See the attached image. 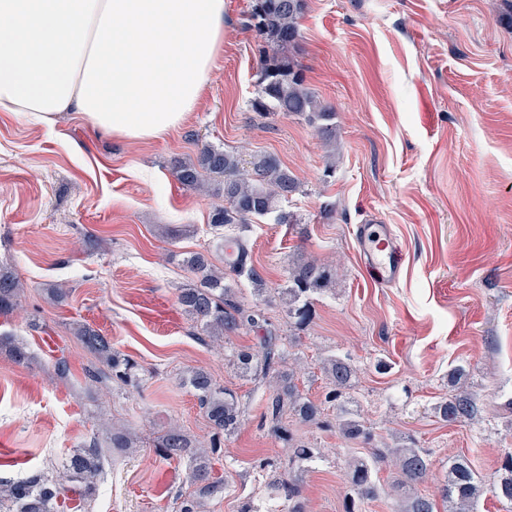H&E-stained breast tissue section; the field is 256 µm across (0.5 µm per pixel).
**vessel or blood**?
<instances>
[{
	"label": "vessel or blood",
	"instance_id": "b4317fda",
	"mask_svg": "<svg viewBox=\"0 0 512 512\" xmlns=\"http://www.w3.org/2000/svg\"><path fill=\"white\" fill-rule=\"evenodd\" d=\"M357 247L363 265L376 285L387 286L399 279L404 259L387 225L360 226Z\"/></svg>",
	"mask_w": 512,
	"mask_h": 512
}]
</instances>
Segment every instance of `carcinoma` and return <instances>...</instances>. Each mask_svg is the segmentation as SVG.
Returning <instances> with one entry per match:
<instances>
[{
    "label": "carcinoma",
    "instance_id": "1",
    "mask_svg": "<svg viewBox=\"0 0 512 512\" xmlns=\"http://www.w3.org/2000/svg\"><path fill=\"white\" fill-rule=\"evenodd\" d=\"M306 8L307 0H249L245 29L251 33L257 49V79L250 108L261 115L282 114L302 120L315 128L324 144L330 145L337 138L335 107L305 84L297 59ZM171 172L186 187L224 197V206L215 209L210 217L214 230L242 228L256 218H268L276 224L301 223L285 209L284 203L301 191L302 183L273 154H254L246 162L235 151L205 143L198 148L196 159H173ZM223 241L234 245V252L226 259L229 273H224L203 253L190 254L184 258V264L191 281L178 289L177 302L198 334L212 341H221L243 329L263 332L258 349L236 352L233 365L240 376L263 381L270 388L262 419L287 448L288 472L272 475L268 488L274 497L283 500L286 512H306L304 479L322 462L323 455L319 449L295 439L290 419L299 424L321 425L324 409L299 393L293 370L279 367L281 336L268 316L273 299L267 295L262 274L247 263L246 241L240 235H226ZM336 275V268L330 265L303 255L296 257L288 265V285L284 289L288 323L297 328L308 323L313 317L311 296L330 289ZM241 277L250 282L260 298L251 307L237 300L236 279ZM20 288L15 272L0 267V314L16 308ZM75 336L98 362L90 372L92 379L100 383L131 381L135 366L112 346L111 338L87 324L77 325ZM1 350L18 365L30 361L28 348L8 337H0ZM322 369L333 384L325 401L338 403L337 430L349 442L370 443L373 427L359 410L347 407V394L355 387L358 369L350 358L337 353L323 358ZM186 383L197 396L214 434L227 436L240 428L245 409L235 391L218 385L204 369L191 371ZM433 412L449 423L471 421L484 412V401L475 391L460 390L436 404ZM155 448L164 460L188 462L190 485L180 497L179 512H200L206 500L224 493L225 482L214 476L208 451L197 446L180 428L173 426L160 434ZM386 463L398 471L393 485L394 512H437L435 500L415 492V486L428 476L432 460L411 439L393 448H374L366 456L346 460L349 485L344 512H363L365 505L379 496L377 473ZM67 470L82 483L84 496H93L100 470L98 448L90 445L74 452ZM487 491L504 506L512 505V454L505 456L489 477L474 469L464 456L448 460L440 498L452 512H476ZM59 494L57 480L44 472L16 481L0 480V512H56Z\"/></svg>",
    "mask_w": 512,
    "mask_h": 512
}]
</instances>
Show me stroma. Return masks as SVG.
<instances>
[{
    "label": "stroma",
    "mask_w": 512,
    "mask_h": 512,
    "mask_svg": "<svg viewBox=\"0 0 512 512\" xmlns=\"http://www.w3.org/2000/svg\"><path fill=\"white\" fill-rule=\"evenodd\" d=\"M248 0H224V48L195 109L165 139L131 142L94 130L76 114L56 126L0 112V264L23 290L0 316V334L26 343L32 360L0 352V478L57 475L59 512H177L187 464L155 453L154 439L178 425L209 446L212 430L183 377L204 368L232 388L248 420L221 437L212 457L225 478L206 512H237L264 494V464L281 442L261 422L268 387L241 378L232 357L257 344L241 330L202 343L177 307L191 252L221 253L210 216L220 197L179 184L172 158L196 153L197 139L244 155H276L304 184L287 208L297 224L251 221L240 234L270 293L286 287L295 246L335 266L334 293L316 297L302 329L275 325L296 383L314 400L327 381L323 357L337 352L359 369L354 395L374 428L373 447L393 434L414 439L432 467L419 494L436 496L449 457L466 455L483 474L512 453V18L492 0H307L299 60L306 82L336 108V172L304 121L252 112V38L241 26ZM333 203L332 216L322 212ZM361 224L390 225L404 272L380 288L363 272ZM68 289L65 301L49 289ZM87 323L139 366L137 381H92L93 360L73 333ZM66 358L68 371L55 363ZM465 366L481 419L447 423L431 407L448 397V372ZM328 426L298 439L322 449L309 473L308 512H343L349 444ZM137 438L113 448V427ZM101 449L95 496L81 498L62 470L73 450Z\"/></svg>",
    "instance_id": "1"
}]
</instances>
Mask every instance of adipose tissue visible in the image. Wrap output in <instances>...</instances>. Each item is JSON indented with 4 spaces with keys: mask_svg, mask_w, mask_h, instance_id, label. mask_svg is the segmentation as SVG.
<instances>
[{
    "mask_svg": "<svg viewBox=\"0 0 512 512\" xmlns=\"http://www.w3.org/2000/svg\"><path fill=\"white\" fill-rule=\"evenodd\" d=\"M224 0H0V112L161 140L197 106Z\"/></svg>",
    "mask_w": 512,
    "mask_h": 512,
    "instance_id": "obj_1",
    "label": "adipose tissue"
}]
</instances>
